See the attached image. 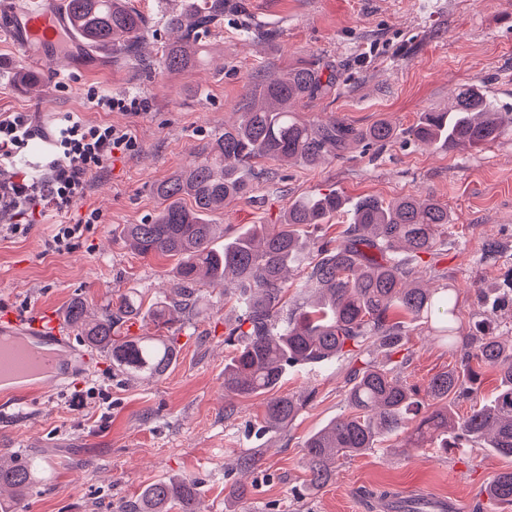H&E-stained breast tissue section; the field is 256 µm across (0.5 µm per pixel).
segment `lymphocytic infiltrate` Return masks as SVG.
<instances>
[{
	"label": "lymphocytic infiltrate",
	"mask_w": 512,
	"mask_h": 512,
	"mask_svg": "<svg viewBox=\"0 0 512 512\" xmlns=\"http://www.w3.org/2000/svg\"><path fill=\"white\" fill-rule=\"evenodd\" d=\"M45 138L49 149L42 162L25 170L22 160L36 138ZM135 138L107 123L91 124L73 112L62 113L51 133H43L30 113H0V235L28 232L45 218L56 221L48 241L52 251L71 249L87 225L97 223V213L85 220L67 222L66 214L83 199L88 178L105 168L117 153L131 150Z\"/></svg>",
	"instance_id": "obj_1"
}]
</instances>
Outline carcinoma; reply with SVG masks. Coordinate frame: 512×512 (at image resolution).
<instances>
[{
	"instance_id": "cac0c4a2",
	"label": "carcinoma",
	"mask_w": 512,
	"mask_h": 512,
	"mask_svg": "<svg viewBox=\"0 0 512 512\" xmlns=\"http://www.w3.org/2000/svg\"><path fill=\"white\" fill-rule=\"evenodd\" d=\"M64 14L73 33L90 47H106L118 57L142 53L148 20L127 0H65ZM224 16V0H196L166 17L177 38L164 46L169 71L194 64L190 51L200 34ZM336 79L315 65L295 66L277 79L251 81L238 104V119L224 127L204 159L153 185L159 211L143 224H128L125 236L139 254L177 261L175 297L149 305L153 319L171 322L178 308L198 314L201 287L224 283V297L239 315L228 326L224 345L232 354L224 363V392L235 398L266 397L263 430H282L305 401L277 396L286 370L348 356L347 415L309 436L303 445L307 489L319 490L336 476V463L376 447L403 432L415 448H488L512 458V343L491 327V312L480 313L474 330L462 334L454 290L447 285L420 288L406 283L423 257L434 258L446 244L448 207L432 198L412 196L384 201L365 196L351 204L335 192L304 195L274 228L253 224L237 236L216 243L219 225L210 218L252 191L247 172L263 160L314 165L337 154L349 141L385 143L394 129L384 121L364 132L341 123H314L295 112ZM505 133L496 103L478 85L458 91L448 109L426 112L411 130L425 144L459 150L487 146ZM341 213L350 215L343 239L311 238V232ZM309 259L304 287L314 299L288 307V268ZM135 288L121 295L104 314L88 320L85 301L67 311L68 322L90 346L112 358V369L130 380L159 378L173 363L176 347L163 336H118V329L143 313ZM430 329L454 359L447 370L424 386L407 385L385 363L370 360L373 350L386 356L401 351L405 329ZM499 374L494 397L479 403L480 370ZM471 402L469 413L454 418L448 403ZM39 480L32 460L0 457V487L21 493ZM487 497L512 506V469L497 472L485 488ZM197 482L159 480L118 512H199Z\"/></svg>"
}]
</instances>
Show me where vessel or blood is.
<instances>
[{"instance_id": "obj_1", "label": "vessel or blood", "mask_w": 512, "mask_h": 512, "mask_svg": "<svg viewBox=\"0 0 512 512\" xmlns=\"http://www.w3.org/2000/svg\"><path fill=\"white\" fill-rule=\"evenodd\" d=\"M62 22L40 0H28L13 17V30L20 35V48L43 45V57H50V46ZM72 332L55 312L43 310L27 317L11 311L0 315V383L20 382L22 391H43L49 378L61 370L60 347L69 345Z\"/></svg>"}]
</instances>
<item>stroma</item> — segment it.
I'll return each instance as SVG.
<instances>
[{"instance_id": "35a3bbf8", "label": "stroma", "mask_w": 512, "mask_h": 512, "mask_svg": "<svg viewBox=\"0 0 512 512\" xmlns=\"http://www.w3.org/2000/svg\"><path fill=\"white\" fill-rule=\"evenodd\" d=\"M129 2L155 22L146 37V66L73 39L44 64H31L10 29L18 0H0V113H33L48 131L58 115L74 112L130 129L136 138L133 150L91 177L87 196L68 213L73 223L99 215L71 251H46L47 222L0 237L1 305L22 315L47 306L62 319L76 298L97 316L130 288L152 302L172 295L174 260L139 255L124 237L125 225L156 214L153 184L201 159L234 121L255 75L274 78L303 62L335 75L336 84L329 95L298 107L302 119L360 131L384 120L394 137L349 143L316 166L265 162L251 193L217 215L225 235L281 223L306 194L334 190L352 202L430 195L447 205L453 222L447 247L418 266L417 283L453 288L466 329L478 298L493 302L512 282V130L473 150L424 145L410 133L422 113L447 109L460 86L473 82L484 86L503 118H512V0H229L221 24L199 39L198 65L177 73L160 65L173 38L163 20L190 0ZM253 27L263 37L250 35ZM23 73L38 76V84L23 87ZM93 89L139 95L148 109L138 115L90 109L86 95ZM490 242L500 253L486 263L481 255ZM203 293L205 309L192 319L162 329L147 318L129 328L134 336L176 337V361L162 377L127 380L96 350L62 386L0 402V455L33 457L42 468L41 482L14 512H117L147 485L185 477L198 483L200 512H374L366 493L376 489L463 512H502L485 487L512 461L484 448H409L400 435L340 461L331 483L294 497L306 478L305 439L348 412L351 362L339 357L288 370L278 393L309 401L286 429L260 432L263 397L224 394V333L233 307L223 286ZM405 353L409 361L399 375L420 386L452 361L447 345L423 325L411 331ZM77 395L84 398L79 407ZM239 480L249 495L229 498L227 487Z\"/></svg>"}]
</instances>
